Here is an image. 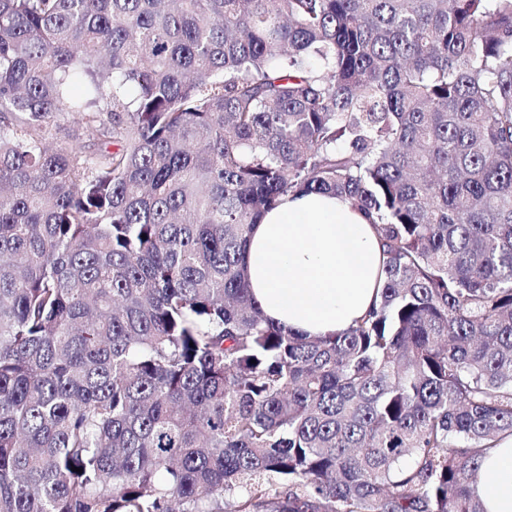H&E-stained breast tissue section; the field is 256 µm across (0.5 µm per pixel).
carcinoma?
Returning <instances> with one entry per match:
<instances>
[{
  "mask_svg": "<svg viewBox=\"0 0 512 512\" xmlns=\"http://www.w3.org/2000/svg\"><path fill=\"white\" fill-rule=\"evenodd\" d=\"M290 193L343 332L251 292ZM508 436L512 0H0V512H485ZM245 261L264 314L307 336L347 329L380 288L378 235L338 196L288 195L254 226Z\"/></svg>",
  "mask_w": 512,
  "mask_h": 512,
  "instance_id": "cac0c4a2",
  "label": "carcinoma"
}]
</instances>
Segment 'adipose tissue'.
<instances>
[{
  "label": "adipose tissue",
  "mask_w": 512,
  "mask_h": 512,
  "mask_svg": "<svg viewBox=\"0 0 512 512\" xmlns=\"http://www.w3.org/2000/svg\"><path fill=\"white\" fill-rule=\"evenodd\" d=\"M245 261L264 314L307 336L347 329L380 288L378 235L338 196L285 198L254 226ZM476 489L486 512H512V437L485 457Z\"/></svg>",
  "instance_id": "1"
}]
</instances>
